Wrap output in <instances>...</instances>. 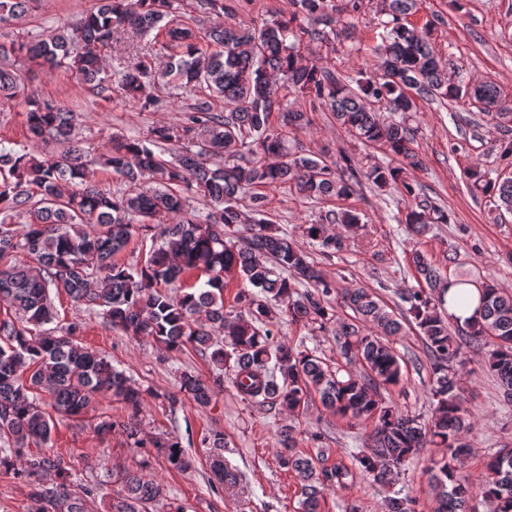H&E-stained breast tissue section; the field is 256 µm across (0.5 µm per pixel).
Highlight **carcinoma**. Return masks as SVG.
Instances as JSON below:
<instances>
[{
    "label": "carcinoma",
    "instance_id": "cac0c4a2",
    "mask_svg": "<svg viewBox=\"0 0 512 512\" xmlns=\"http://www.w3.org/2000/svg\"><path fill=\"white\" fill-rule=\"evenodd\" d=\"M31 2L0 0V24L21 18ZM416 2L382 0L381 44L372 64L343 78L303 63L301 45L340 39L363 0H288V12L251 29L222 21L224 0H196L194 10L219 19L203 36L179 14L175 0H100L73 27L31 42L0 43V97L24 102L29 132L27 145L0 143V302L9 309L0 318V470L28 485L36 512H88L87 501L99 495L108 497V512H150L162 500L166 512H184L168 500L163 484L140 470L78 484L61 456L25 451L30 441H50L52 413L80 417L100 397L124 404L128 418H101L97 434L119 428L136 448L156 449L172 468L183 472L192 466L178 437H140L142 390L106 356L76 341L82 323L55 325V298L62 292L129 336L151 338L171 353L192 346L218 371L216 379L229 378L240 400L255 408H276L296 419L316 396L330 414L371 425L368 450H349V466L328 464V448L303 451L294 426L279 431L277 458L301 481L302 512H320L329 490L348 486L358 475L394 487L404 463L426 448L443 450L432 458L434 512H476V495L487 512H512V448L490 454L476 479L458 467L473 428L463 396L464 345L483 351L503 399L512 402V293L478 271L445 272L419 248L430 225L448 224L450 218L408 176L418 163L411 124L417 100L469 104L503 128L512 126V108L502 104L495 85L434 57L435 26L407 22ZM129 33L153 37L166 61L159 63L151 49L135 54L117 70L125 94L146 108L159 103L151 93L155 88L175 95L196 87L201 96L181 127L159 124L145 138L112 137L103 165L125 185L112 193L98 186L73 141L75 114L39 97L29 87L28 72L11 58L25 57L47 69L64 64L109 101L105 54L114 38ZM282 84L313 109L332 113L351 137L381 149L389 162L364 167L344 152L329 163L292 145L290 136L309 119L284 104ZM216 99L227 112L214 111ZM383 112L399 119L386 120ZM52 144L56 150H46ZM163 151L172 152L171 159L162 158ZM466 177L496 208L512 213L511 177L492 179L478 164L467 168ZM365 181L378 192L400 195L404 207L394 219L415 237L409 262L417 287L400 293L398 314L373 289L347 288L344 278L323 274L293 239L259 218L265 210L260 187L286 185L306 200H346ZM250 188L252 219L240 205ZM191 194L204 197V215L186 209ZM360 221L352 210L329 209L300 230L322 254L339 255ZM88 225L97 230L86 232ZM142 231L152 232L143 263L114 262ZM231 271L243 287L227 307L224 273ZM195 272L207 276L202 287L179 296L167 292ZM471 283L482 290L479 315L452 327L448 291ZM340 308L351 311L348 318L339 316ZM284 314L288 323L310 332L334 333L336 358L302 341L276 339ZM407 322L418 329L430 359L432 405L426 420L383 396L408 372L409 361L392 340ZM213 395L211 381L185 373L178 393L167 400L172 407L184 399L205 407ZM201 444L220 480H235L223 468L224 433L212 431ZM114 481L121 484L116 494ZM389 512H417L416 499L401 487L389 499Z\"/></svg>",
    "mask_w": 512,
    "mask_h": 512
}]
</instances>
